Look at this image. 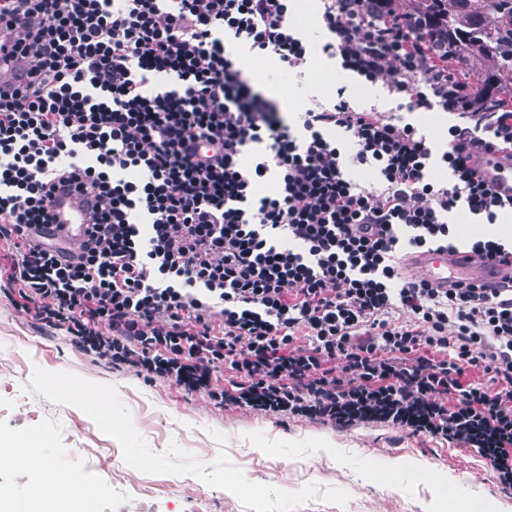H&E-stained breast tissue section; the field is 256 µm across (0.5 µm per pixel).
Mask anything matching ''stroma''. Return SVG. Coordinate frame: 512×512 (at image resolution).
Instances as JSON below:
<instances>
[{"label":"stroma","instance_id":"35a3bbf8","mask_svg":"<svg viewBox=\"0 0 512 512\" xmlns=\"http://www.w3.org/2000/svg\"><path fill=\"white\" fill-rule=\"evenodd\" d=\"M224 45L244 58L232 38ZM247 61L250 83L288 113L333 98L340 85L357 105L385 113L401 102L382 86L339 76L323 54L300 77L267 57ZM52 376L68 388H49ZM101 399L100 417L92 404ZM107 419L121 429H105ZM34 437L43 446L30 467L0 470V512H31L35 468L68 471L93 491L94 512H425L436 495L433 473L448 471L469 484L449 492L441 512L467 495L512 512V490L472 449L381 423L339 429L306 416L215 406L206 391L150 380L80 350L2 287L0 440ZM394 460L424 461L430 471L402 472L390 488L374 484L370 472Z\"/></svg>","mask_w":512,"mask_h":512}]
</instances>
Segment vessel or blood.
<instances>
[{"label": "vessel or blood", "mask_w": 512, "mask_h": 512, "mask_svg": "<svg viewBox=\"0 0 512 512\" xmlns=\"http://www.w3.org/2000/svg\"><path fill=\"white\" fill-rule=\"evenodd\" d=\"M481 174L492 181L502 196L512 195V159L495 152L480 154ZM52 224L46 236L59 240L72 255H79L93 229L89 216L93 200L75 186H56L50 193ZM408 273L435 288H446L457 281L474 285L495 284L512 278V268L489 263L463 251H415L406 256Z\"/></svg>", "instance_id": "obj_1"}]
</instances>
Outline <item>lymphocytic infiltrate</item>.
Returning a JSON list of instances; mask_svg holds the SVG:
<instances>
[{
  "mask_svg": "<svg viewBox=\"0 0 512 512\" xmlns=\"http://www.w3.org/2000/svg\"><path fill=\"white\" fill-rule=\"evenodd\" d=\"M321 3L338 71L456 115L445 149L342 95L292 123L256 91L224 38L302 73L312 48L291 0H0L6 286L112 364L207 389L218 406L474 448L511 489L512 285L433 288L403 258L451 247L457 205L488 225L512 212L472 164L477 148L512 154V108L466 93L427 47L428 17L400 0ZM435 166L448 183L431 182ZM73 175L97 198L99 234L64 262L29 231L50 221L48 184ZM220 368L235 393L213 384ZM475 369L489 384L466 382Z\"/></svg>",
  "mask_w": 512,
  "mask_h": 512,
  "instance_id": "f902f5d3",
  "label": "lymphocytic infiltrate"
}]
</instances>
